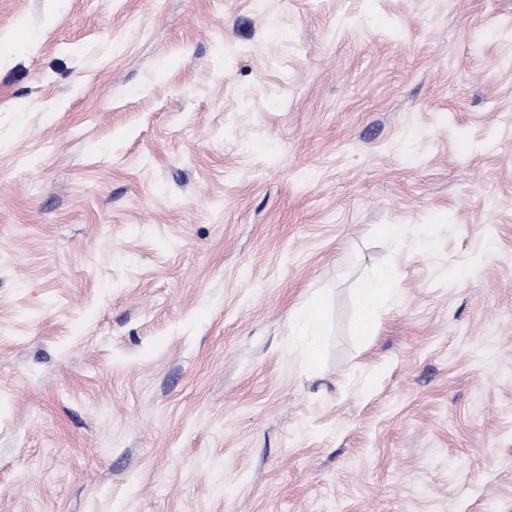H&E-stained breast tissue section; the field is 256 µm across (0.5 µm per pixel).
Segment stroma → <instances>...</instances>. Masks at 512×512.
<instances>
[{
  "mask_svg": "<svg viewBox=\"0 0 512 512\" xmlns=\"http://www.w3.org/2000/svg\"><path fill=\"white\" fill-rule=\"evenodd\" d=\"M4 35L0 512H512V0H0ZM395 289L390 275H378L369 279L357 292L355 307L358 312V333L364 334L371 326L383 300ZM321 308L318 302H312L304 310L302 334L298 340L302 345L305 362H315L321 350V343L316 335L311 337L304 334L307 331L318 329L321 323Z\"/></svg>",
  "mask_w": 512,
  "mask_h": 512,
  "instance_id": "35a3bbf8",
  "label": "stroma"
}]
</instances>
